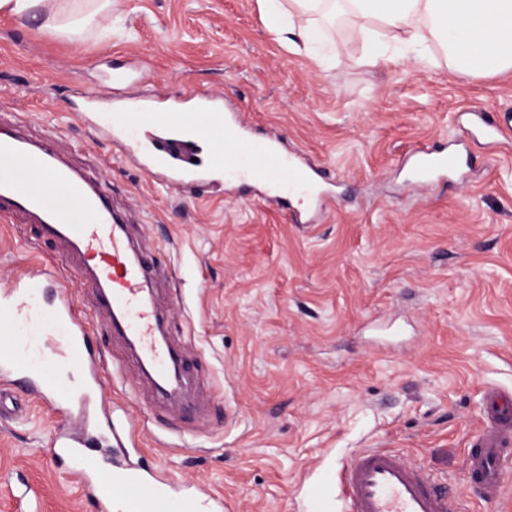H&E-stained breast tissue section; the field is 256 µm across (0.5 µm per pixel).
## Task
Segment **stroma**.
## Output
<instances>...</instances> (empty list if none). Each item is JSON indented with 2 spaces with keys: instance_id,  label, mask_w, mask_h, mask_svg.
I'll return each instance as SVG.
<instances>
[{
  "instance_id": "1",
  "label": "stroma",
  "mask_w": 512,
  "mask_h": 512,
  "mask_svg": "<svg viewBox=\"0 0 512 512\" xmlns=\"http://www.w3.org/2000/svg\"><path fill=\"white\" fill-rule=\"evenodd\" d=\"M347 29L318 54L289 49L256 0H112L76 38L0 16V126L60 134L70 162L109 183L112 203L159 268L155 300L184 344L201 408L158 396L122 338L69 277L59 246L0 216V289L42 309L71 295L93 353L121 362L104 401L128 424L129 456L210 512H344L338 476L383 447L466 486L484 392H512V142L463 138L459 172L420 187L408 154L462 138L470 112L512 110V72L474 78L412 65L389 46L356 65ZM116 72L177 96L200 85L256 132L282 136L335 181L336 203L296 224L288 209L227 186L190 197L151 182L104 135ZM22 416L0 417V512L26 481L37 512H97L95 493L52 440L62 414L24 383Z\"/></svg>"
}]
</instances>
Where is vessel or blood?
I'll use <instances>...</instances> for the list:
<instances>
[{
    "instance_id": "1",
    "label": "vessel or blood",
    "mask_w": 512,
    "mask_h": 512,
    "mask_svg": "<svg viewBox=\"0 0 512 512\" xmlns=\"http://www.w3.org/2000/svg\"><path fill=\"white\" fill-rule=\"evenodd\" d=\"M186 109L196 116L191 138L171 131ZM140 124L149 135V152H142L140 141L126 139L122 132L114 137L121 140L126 154L140 158L151 181L172 188L185 183L201 188L220 173L243 189L262 185L269 199L283 207L298 196L312 204L327 197L322 188L324 168L309 165L302 154L281 150L279 140L257 139L236 118L220 112L209 94L191 89L184 101L166 106L144 101ZM212 137L219 140L213 166L203 169L195 159V142ZM411 157L424 182L454 171L459 162L457 150L437 145L417 147ZM0 214L30 225L37 239L60 243L80 258L73 275L96 289L107 327L133 348L157 392L172 393L170 372L181 354L162 337L164 318L151 292L156 271L145 248L132 246L125 219L113 207L105 185L89 181L64 163L53 146L18 133H0ZM29 319L35 331L56 335L65 361L85 364L84 385L80 392H73L55 375L34 370L28 350L7 348L0 351V409L10 390L11 373L31 375L43 404L66 416L67 424L55 440L59 452L72 457L83 475H90L80 455L87 445L80 429L104 419L111 445L125 448L133 442L130 430L112 425V410L100 398L102 374L117 378L121 366L116 363L104 369L100 358L90 355L88 331L73 298H61L58 304L31 313ZM486 415V426L466 457V490L439 485L425 467L410 464L396 453L364 448L342 468L344 512H469L470 495L498 499L505 472L512 468V456L507 453L512 446V401L490 394ZM132 487L146 490L153 512H192L194 496L173 497L163 482L140 475Z\"/></svg>"
}]
</instances>
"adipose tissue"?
<instances>
[{
    "mask_svg": "<svg viewBox=\"0 0 512 512\" xmlns=\"http://www.w3.org/2000/svg\"><path fill=\"white\" fill-rule=\"evenodd\" d=\"M266 29L289 47L311 49L329 35L320 15L340 14L362 45L360 65L377 64L388 43L414 51V63L439 45L448 63L473 75L512 71V0H257ZM112 0H0V12L39 16L51 34L86 27Z\"/></svg>",
    "mask_w": 512,
    "mask_h": 512,
    "instance_id": "ef3b65f1",
    "label": "adipose tissue"
}]
</instances>
